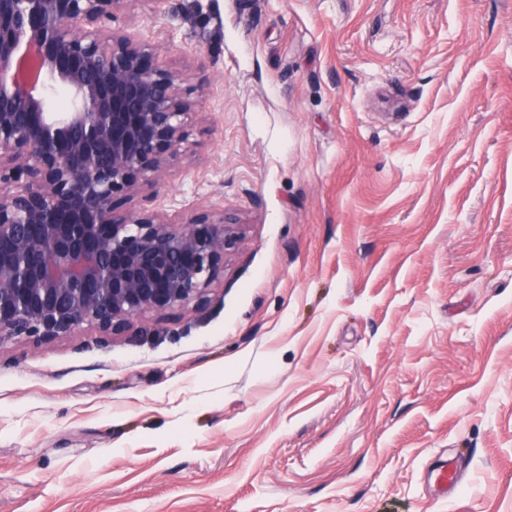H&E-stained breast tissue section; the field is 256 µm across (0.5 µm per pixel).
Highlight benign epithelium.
<instances>
[{
	"instance_id": "1",
	"label": "benign epithelium",
	"mask_w": 512,
	"mask_h": 512,
	"mask_svg": "<svg viewBox=\"0 0 512 512\" xmlns=\"http://www.w3.org/2000/svg\"><path fill=\"white\" fill-rule=\"evenodd\" d=\"M128 2L0 0V340L197 304L237 243L222 213L118 206L167 169L195 106L158 49L109 25Z\"/></svg>"
}]
</instances>
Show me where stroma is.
Masks as SVG:
<instances>
[{
	"label": "stroma",
	"instance_id": "35a3bbf8",
	"mask_svg": "<svg viewBox=\"0 0 512 512\" xmlns=\"http://www.w3.org/2000/svg\"><path fill=\"white\" fill-rule=\"evenodd\" d=\"M112 24L206 88L120 208L240 240L204 305L0 341V512H512V0ZM432 472L435 474L434 483L438 492L437 495L447 497L448 492L453 491L457 483L458 463L455 466L447 460L440 461Z\"/></svg>",
	"mask_w": 512,
	"mask_h": 512
}]
</instances>
